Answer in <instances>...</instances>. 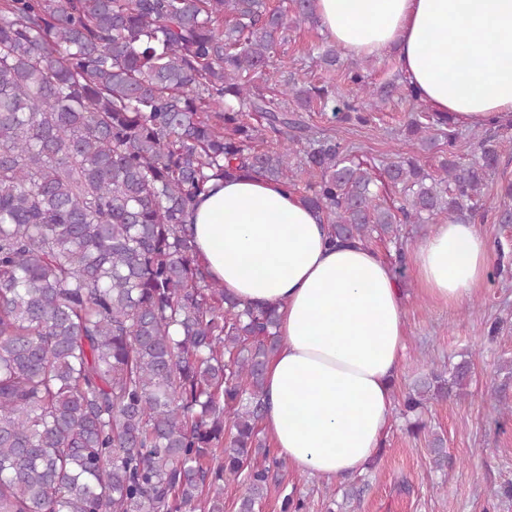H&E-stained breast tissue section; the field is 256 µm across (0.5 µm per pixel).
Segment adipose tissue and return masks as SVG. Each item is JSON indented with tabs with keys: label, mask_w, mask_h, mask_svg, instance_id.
Masks as SVG:
<instances>
[{
	"label": "adipose tissue",
	"mask_w": 512,
	"mask_h": 512,
	"mask_svg": "<svg viewBox=\"0 0 512 512\" xmlns=\"http://www.w3.org/2000/svg\"><path fill=\"white\" fill-rule=\"evenodd\" d=\"M324 34L361 57L394 50L418 98L460 125L512 117V0H316ZM194 252L239 300L276 307L280 346L264 376V433L298 472L327 481L366 471L393 419L406 351L392 265L356 239L333 242L300 194L252 174L198 201ZM424 294L457 307L489 279L473 223L434 225L408 256Z\"/></svg>",
	"instance_id": "ef3b65f1"
}]
</instances>
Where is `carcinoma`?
I'll list each match as a JSON object with an SVG mask.
<instances>
[{"mask_svg": "<svg viewBox=\"0 0 512 512\" xmlns=\"http://www.w3.org/2000/svg\"><path fill=\"white\" fill-rule=\"evenodd\" d=\"M315 18V0H0V512H224L244 471L238 512L260 509L283 465L257 431L277 310L194 258L212 183L299 190L334 237L366 243L488 209L496 136L468 162L450 138L434 171L397 154L376 172L303 120L326 87H261L291 24ZM367 65L345 73L360 124L412 98ZM447 124L420 110L407 130L426 153ZM501 198L507 224L512 183ZM469 373L431 371L401 415L462 395Z\"/></svg>", "mask_w": 512, "mask_h": 512, "instance_id": "cac0c4a2", "label": "carcinoma"}]
</instances>
